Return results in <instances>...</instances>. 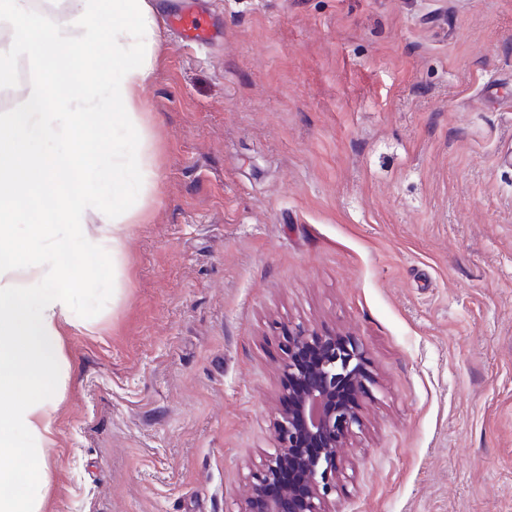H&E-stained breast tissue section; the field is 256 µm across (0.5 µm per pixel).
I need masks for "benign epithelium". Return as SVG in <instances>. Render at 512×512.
I'll list each match as a JSON object with an SVG mask.
<instances>
[{
	"instance_id": "benign-epithelium-1",
	"label": "benign epithelium",
	"mask_w": 512,
	"mask_h": 512,
	"mask_svg": "<svg viewBox=\"0 0 512 512\" xmlns=\"http://www.w3.org/2000/svg\"><path fill=\"white\" fill-rule=\"evenodd\" d=\"M281 376L288 409L275 421L277 448L240 512H331L340 449L362 429L361 399L376 379L356 340L303 325L288 331Z\"/></svg>"
}]
</instances>
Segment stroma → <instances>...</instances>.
I'll use <instances>...</instances> for the list:
<instances>
[{
	"instance_id": "stroma-1",
	"label": "stroma",
	"mask_w": 512,
	"mask_h": 512,
	"mask_svg": "<svg viewBox=\"0 0 512 512\" xmlns=\"http://www.w3.org/2000/svg\"><path fill=\"white\" fill-rule=\"evenodd\" d=\"M158 185L71 333L49 512H239L288 326L378 384L335 512H512V0H192ZM167 25L176 30L184 41L197 44L207 43L212 32L207 22L200 16L187 11L182 3H176L166 18Z\"/></svg>"
}]
</instances>
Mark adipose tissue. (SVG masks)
<instances>
[{
  "label": "adipose tissue",
  "instance_id": "obj_1",
  "mask_svg": "<svg viewBox=\"0 0 512 512\" xmlns=\"http://www.w3.org/2000/svg\"><path fill=\"white\" fill-rule=\"evenodd\" d=\"M65 14L0 0V79L23 63L33 76L0 113V512H45L46 450L70 377L69 332L97 330L81 304L109 286L81 259L114 255L137 216L121 191L157 186L138 121L162 35L155 0H63ZM121 125L119 145L78 163L83 138ZM53 223L13 222L34 199Z\"/></svg>",
  "mask_w": 512,
  "mask_h": 512
}]
</instances>
